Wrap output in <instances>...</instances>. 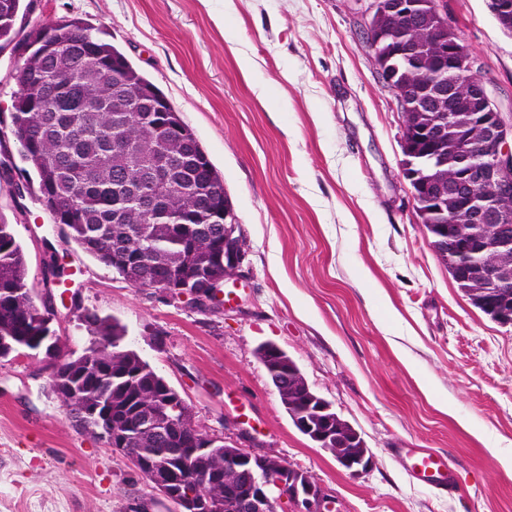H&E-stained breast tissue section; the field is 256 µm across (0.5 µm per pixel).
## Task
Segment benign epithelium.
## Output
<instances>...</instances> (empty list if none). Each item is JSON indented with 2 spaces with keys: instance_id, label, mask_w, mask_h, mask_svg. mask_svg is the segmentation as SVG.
<instances>
[{
  "instance_id": "7a95c632",
  "label": "benign epithelium",
  "mask_w": 512,
  "mask_h": 512,
  "mask_svg": "<svg viewBox=\"0 0 512 512\" xmlns=\"http://www.w3.org/2000/svg\"><path fill=\"white\" fill-rule=\"evenodd\" d=\"M426 0H371L370 17L364 24L367 43L384 83L394 94L397 110L404 125V176L410 185L420 223L430 224L435 244L448 251V226L443 218L453 212L462 223L455 228L459 246L472 240L483 244L482 257L470 268V275L480 279L487 293L507 304L512 292V124H506L498 112L479 75L478 59L459 39L446 13L438 8L424 12ZM497 24L512 32V0H489ZM425 17V24L406 25V30L427 28L434 50L407 37L394 38L386 32L384 21ZM408 58L419 69L425 61L437 64V70H448L452 82L431 80L430 72L414 82L394 84L390 62ZM448 98V111L438 112L435 103ZM453 165L455 175L445 177L442 169ZM245 259L240 225L232 212L224 208V251L221 263L224 278L211 281L212 287L186 291L184 295L200 303L218 301L224 280L239 273ZM282 375L278 394L288 403V388L301 390L305 378L286 367L272 370ZM181 397L154 412L147 426L159 436L173 428L189 425L190 412ZM330 411L325 401L318 406L308 404L293 413L295 426L311 437L336 460L350 477L359 478L371 467L372 452L361 434L341 418L322 419ZM96 433L110 444L124 445L126 433L112 424L99 423ZM227 454H233L242 467L224 479V506L231 512H271L277 503L291 507V512H339L335 497L324 486L295 468L287 460L271 455H258L224 442ZM133 465L146 475L153 489L168 496L169 486L178 473L156 458L132 456ZM201 485L185 487L184 495L175 502L177 512L204 503L219 504L200 491Z\"/></svg>"
}]
</instances>
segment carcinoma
Wrapping results in <instances>:
<instances>
[{
	"mask_svg": "<svg viewBox=\"0 0 512 512\" xmlns=\"http://www.w3.org/2000/svg\"><path fill=\"white\" fill-rule=\"evenodd\" d=\"M22 2L0 0V46L19 38L38 44L18 70L6 128L25 164L21 172L37 176V200L66 239L130 285L206 287V263L223 245L224 177L180 113L123 53L78 18L16 29L20 11L30 10ZM144 191L155 195L151 209L140 204ZM476 259L456 249L442 262L451 269ZM52 314L29 287L22 246L10 225L0 223V336L14 353L34 351L49 334ZM82 321L90 336L86 351L102 370L94 378L75 376L77 399L53 391L61 405L110 403L119 393L163 405L165 379L122 346L125 327L89 309ZM110 412L118 428L133 432L127 447L154 453L193 479L206 476L201 454L193 453L201 447L197 436L173 431L158 441L139 428L136 405ZM205 454L211 472L237 465L222 445Z\"/></svg>",
	"mask_w": 512,
	"mask_h": 512,
	"instance_id": "carcinoma-1",
	"label": "carcinoma"
}]
</instances>
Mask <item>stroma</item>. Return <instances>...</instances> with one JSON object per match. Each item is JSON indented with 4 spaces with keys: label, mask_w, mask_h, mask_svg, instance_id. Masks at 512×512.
I'll return each instance as SVG.
<instances>
[{
    "label": "stroma",
    "mask_w": 512,
    "mask_h": 512,
    "mask_svg": "<svg viewBox=\"0 0 512 512\" xmlns=\"http://www.w3.org/2000/svg\"><path fill=\"white\" fill-rule=\"evenodd\" d=\"M512 119V35L488 0H442ZM369 0H34L24 26L80 18L165 94L224 178L246 257L229 303L135 288L65 241L33 196L0 176L28 284L58 254L80 307L56 305L65 354L89 345L82 309L126 328L124 345L180 392L207 433L288 460L340 512H512V325L458 288L419 223L403 175L404 118L359 29ZM273 343L364 438L349 477L293 425L257 349ZM44 355L0 360V512H147L170 504L130 462L69 419ZM402 448L448 459L443 492ZM498 456H491V449Z\"/></svg>",
    "instance_id": "35a3bbf8"
}]
</instances>
